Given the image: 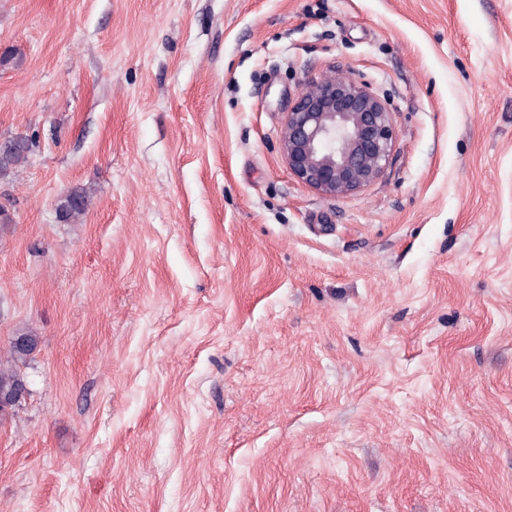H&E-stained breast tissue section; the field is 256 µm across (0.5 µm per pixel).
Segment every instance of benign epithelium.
I'll use <instances>...</instances> for the list:
<instances>
[{
	"mask_svg": "<svg viewBox=\"0 0 512 512\" xmlns=\"http://www.w3.org/2000/svg\"><path fill=\"white\" fill-rule=\"evenodd\" d=\"M396 140L392 112L367 85L334 74L302 89L281 149L291 173L323 196L355 194L378 180Z\"/></svg>",
	"mask_w": 512,
	"mask_h": 512,
	"instance_id": "benign-epithelium-1",
	"label": "benign epithelium"
}]
</instances>
